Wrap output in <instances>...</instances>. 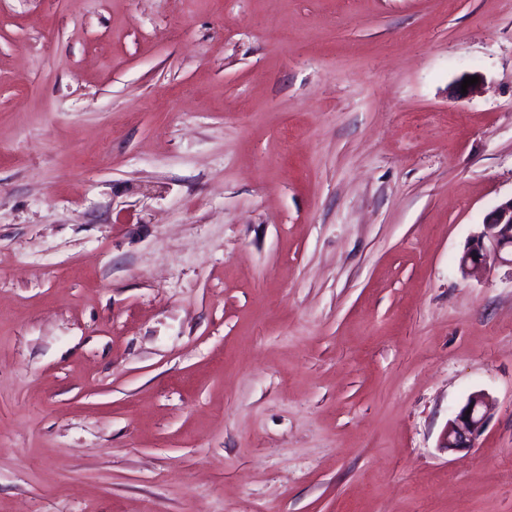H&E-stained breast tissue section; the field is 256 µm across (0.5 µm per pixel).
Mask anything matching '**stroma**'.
Returning <instances> with one entry per match:
<instances>
[{"label": "stroma", "mask_w": 512, "mask_h": 512, "mask_svg": "<svg viewBox=\"0 0 512 512\" xmlns=\"http://www.w3.org/2000/svg\"><path fill=\"white\" fill-rule=\"evenodd\" d=\"M510 198L512 0H0V512H512ZM459 259L464 278H477L492 265L512 268V198L493 207ZM493 407L494 400L488 393L476 391L469 395L456 415L449 419L440 447L447 448L448 452L473 448L485 430ZM467 410H470L469 415H466Z\"/></svg>", "instance_id": "obj_1"}]
</instances>
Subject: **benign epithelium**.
I'll list each match as a JSON object with an SVG mask.
<instances>
[{
    "label": "benign epithelium",
    "mask_w": 512,
    "mask_h": 512,
    "mask_svg": "<svg viewBox=\"0 0 512 512\" xmlns=\"http://www.w3.org/2000/svg\"><path fill=\"white\" fill-rule=\"evenodd\" d=\"M512 266V198L497 204L483 218L481 227L470 239L459 259L465 278H477L493 265ZM494 407L484 391L469 395L456 415L448 420L441 447L452 452L474 447L485 430Z\"/></svg>",
    "instance_id": "7a95c632"
}]
</instances>
